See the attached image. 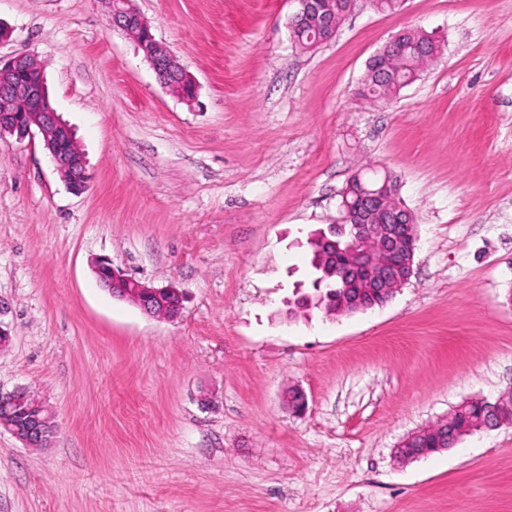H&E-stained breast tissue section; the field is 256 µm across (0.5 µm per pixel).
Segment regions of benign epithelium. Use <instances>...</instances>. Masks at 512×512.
Returning a JSON list of instances; mask_svg holds the SVG:
<instances>
[{"label": "benign epithelium", "instance_id": "benign-epithelium-1", "mask_svg": "<svg viewBox=\"0 0 512 512\" xmlns=\"http://www.w3.org/2000/svg\"><path fill=\"white\" fill-rule=\"evenodd\" d=\"M112 28L121 31L135 45L154 71L158 81L186 101L197 96V86L176 56L151 32L135 0H107ZM9 134L22 140L39 135L48 157L67 187L82 192L88 187L84 156L70 127L51 106L44 91L41 65L27 54L0 58V137ZM341 231L350 224L357 233L349 244L348 256L360 262L373 288L384 295L395 294L413 273L417 234L410 211L399 201L398 185L389 180L368 194L356 210L340 208ZM94 273L112 296L137 305L144 313L168 320L178 318L184 295L174 286H156L125 276L112 259L99 257ZM0 403L10 412L0 417V429L10 433L27 448H38L57 433L54 415L38 396L26 388L0 393ZM512 403V390L490 404L492 427L505 424L499 407Z\"/></svg>", "mask_w": 512, "mask_h": 512}]
</instances>
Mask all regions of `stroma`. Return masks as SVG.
Here are the masks:
<instances>
[{
  "instance_id": "obj_1",
  "label": "stroma",
  "mask_w": 512,
  "mask_h": 512,
  "mask_svg": "<svg viewBox=\"0 0 512 512\" xmlns=\"http://www.w3.org/2000/svg\"><path fill=\"white\" fill-rule=\"evenodd\" d=\"M137 7L194 101L104 0H0V55L44 67L91 175L73 193L40 137L0 138V393L28 388L58 424L43 449L0 432V512H512V425L393 457L512 388V0H359L311 52L295 0ZM414 28L438 60L388 102L359 96ZM372 171L415 215L410 280L381 307L289 314L310 233ZM100 255L176 286L180 317L112 297ZM110 22L113 29L121 31L135 45L144 60L154 71L158 81L176 92L183 100L193 101L197 86L184 70L176 56L151 32L148 22L142 17L135 0H108ZM290 36L295 44L302 51H309L323 44L319 42L320 26L302 21L298 22L294 17L289 20ZM466 400L459 404L456 409L463 406L459 411H456L449 421H447L448 434L444 432L443 428L437 429L435 427L426 429L422 435L415 437L412 441L402 448L403 439L394 448V456L401 463H408L411 460H417L423 457V453L415 448H426L430 454L438 452L437 448H451L447 435L453 429H473L474 432L486 430L484 426L488 421V414L486 410L485 401H473L469 403ZM469 403V404H467Z\"/></svg>"
}]
</instances>
